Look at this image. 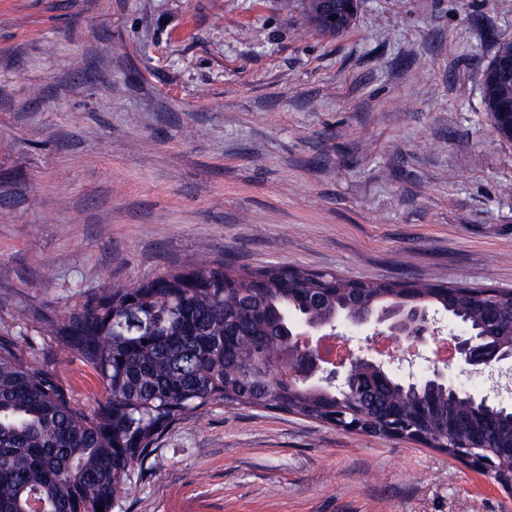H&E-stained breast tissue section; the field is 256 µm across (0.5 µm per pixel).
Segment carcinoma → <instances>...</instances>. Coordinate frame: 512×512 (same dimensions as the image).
Returning <instances> with one entry per match:
<instances>
[{
  "instance_id": "obj_1",
  "label": "carcinoma",
  "mask_w": 512,
  "mask_h": 512,
  "mask_svg": "<svg viewBox=\"0 0 512 512\" xmlns=\"http://www.w3.org/2000/svg\"><path fill=\"white\" fill-rule=\"evenodd\" d=\"M317 30L339 33L354 14L336 0L328 21L322 0H301ZM512 100L486 74L483 103L497 134L512 140L499 105ZM401 282H362L353 291L334 272L286 265L241 272L222 262L174 268L136 288L105 283L62 319L38 312L29 331L74 351L100 377L103 395L77 402L27 349L0 338V512H97L116 486L175 422L214 404L297 414L320 423L336 415V391L297 380L282 392L255 369L258 354L282 361L303 320L348 315L390 302ZM407 305L452 317L465 332L512 349V290L492 302L480 288L410 285ZM318 302L306 301L309 295ZM431 411L426 446L456 458L494 451L496 472L512 478V411L446 384L410 386L387 375L360 394V432L377 435L393 410Z\"/></svg>"
}]
</instances>
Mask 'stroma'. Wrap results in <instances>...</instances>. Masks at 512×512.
Instances as JSON below:
<instances>
[{
  "instance_id": "obj_1",
  "label": "stroma",
  "mask_w": 512,
  "mask_h": 512,
  "mask_svg": "<svg viewBox=\"0 0 512 512\" xmlns=\"http://www.w3.org/2000/svg\"><path fill=\"white\" fill-rule=\"evenodd\" d=\"M512 0H0V334L78 402L76 353L24 336L199 257L512 289V141L481 103ZM112 512H512L419 444L215 405L129 470ZM325 7L327 8L326 13H330L328 9L333 5L334 0H323ZM336 1V15L337 19L335 22H329L327 17L321 11L322 1L321 0H302L301 6L303 13L306 18L317 30L324 33H339L349 27L355 13H347L344 8V0Z\"/></svg>"
}]
</instances>
